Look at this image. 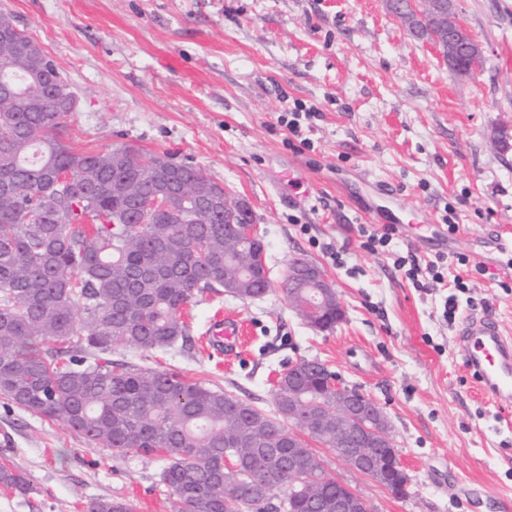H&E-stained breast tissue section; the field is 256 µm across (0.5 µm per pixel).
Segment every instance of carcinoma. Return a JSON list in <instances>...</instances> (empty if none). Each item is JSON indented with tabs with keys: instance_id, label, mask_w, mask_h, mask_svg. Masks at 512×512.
I'll list each match as a JSON object with an SVG mask.
<instances>
[{
	"instance_id": "cac0c4a2",
	"label": "carcinoma",
	"mask_w": 512,
	"mask_h": 512,
	"mask_svg": "<svg viewBox=\"0 0 512 512\" xmlns=\"http://www.w3.org/2000/svg\"><path fill=\"white\" fill-rule=\"evenodd\" d=\"M418 11L395 9L415 38L448 20L451 0ZM0 397L58 420L88 445L124 456L164 453L162 480L177 512H336L340 483L312 450L288 457L289 427L336 448V419L320 423L308 406L334 372L306 364L296 417L288 418V377L279 378L275 414L175 370L112 361L114 346L168 349L187 336L182 309L224 292V276L251 280L232 296H264L270 282L255 264L261 243L224 238L232 209L197 198L166 212L151 208L157 169L175 181L207 173L168 152L120 144L76 150L61 136L76 95L57 63L14 17L0 12ZM68 354V363L59 356ZM301 465L314 487H289ZM0 485L24 492L26 478L0 467ZM87 512H135L129 501L95 499Z\"/></svg>"
}]
</instances>
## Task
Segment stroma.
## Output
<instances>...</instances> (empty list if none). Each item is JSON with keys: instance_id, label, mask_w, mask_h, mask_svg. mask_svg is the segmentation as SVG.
Masks as SVG:
<instances>
[{"instance_id": "1", "label": "stroma", "mask_w": 512, "mask_h": 512, "mask_svg": "<svg viewBox=\"0 0 512 512\" xmlns=\"http://www.w3.org/2000/svg\"><path fill=\"white\" fill-rule=\"evenodd\" d=\"M484 66L450 72L410 35L385 0H0L60 66L77 94L63 137L78 149L133 144L196 165L246 200L266 248L271 288L258 299L195 298L189 340L172 348L112 349V359L209 383L274 413L278 373L324 363L372 397L408 476L404 498L313 444L325 472L373 512H512V399L483 397L457 356L458 318L490 311L512 336L511 258L489 244L512 237V0H452ZM318 112L289 143L278 120L295 104ZM390 183L396 198L372 186ZM454 221L445 250L420 221ZM399 224L373 253L361 228ZM445 253L444 280L419 288L396 267ZM485 265L466 281L456 254ZM320 266L344 320L309 327L280 291L293 257ZM458 298L448 322L444 302ZM240 316L251 337L236 357L209 356L201 336L216 313ZM29 478L0 486V512H86L94 499L133 501L136 512H175L160 455L89 446L68 426L0 398V466Z\"/></svg>"}]
</instances>
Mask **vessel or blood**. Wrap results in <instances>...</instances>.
<instances>
[{
	"label": "vessel or blood",
	"instance_id": "obj_1",
	"mask_svg": "<svg viewBox=\"0 0 512 512\" xmlns=\"http://www.w3.org/2000/svg\"><path fill=\"white\" fill-rule=\"evenodd\" d=\"M241 335L239 320L218 315L205 339L211 351L230 356L239 349ZM457 355L484 396L495 401L512 398V336L504 334L495 314L485 312L462 321Z\"/></svg>",
	"mask_w": 512,
	"mask_h": 512
}]
</instances>
